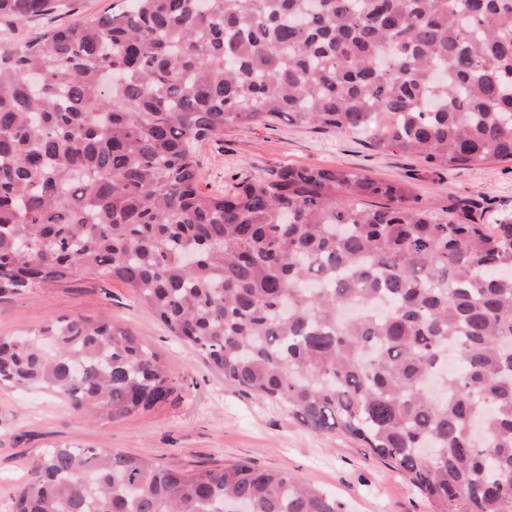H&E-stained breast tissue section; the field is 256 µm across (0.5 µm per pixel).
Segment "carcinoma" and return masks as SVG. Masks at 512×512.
<instances>
[{
  "instance_id": "obj_1",
  "label": "carcinoma",
  "mask_w": 512,
  "mask_h": 512,
  "mask_svg": "<svg viewBox=\"0 0 512 512\" xmlns=\"http://www.w3.org/2000/svg\"><path fill=\"white\" fill-rule=\"evenodd\" d=\"M71 0H0L24 24ZM285 116L375 130L434 169L512 160V0H119L0 47V299L89 272L131 288L224 382L339 431L436 512H512V216L284 168L199 186L198 145ZM118 420L176 389L126 327L0 336V385ZM338 512L248 462L50 448L14 512Z\"/></svg>"
}]
</instances>
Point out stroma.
<instances>
[{"instance_id":"obj_1","label":"stroma","mask_w":512,"mask_h":512,"mask_svg":"<svg viewBox=\"0 0 512 512\" xmlns=\"http://www.w3.org/2000/svg\"><path fill=\"white\" fill-rule=\"evenodd\" d=\"M111 2L77 0L74 10L16 25L13 35L29 37L98 14ZM371 137L368 131L319 134L280 120L228 131L201 145L200 181L218 192L285 166L339 168L411 183L420 205L452 219L469 215L491 224L512 212L511 162L431 169L415 156L379 152ZM58 316L104 319L135 331L179 387L166 401L114 421L94 420L45 391L0 387V512H12L18 489L44 448L54 444L109 448L183 469L247 461L316 487L335 499L340 512H434L405 475L360 444L337 431L311 432L283 406L225 383L121 282L79 274L60 287L40 286L0 300V336Z\"/></svg>"}]
</instances>
